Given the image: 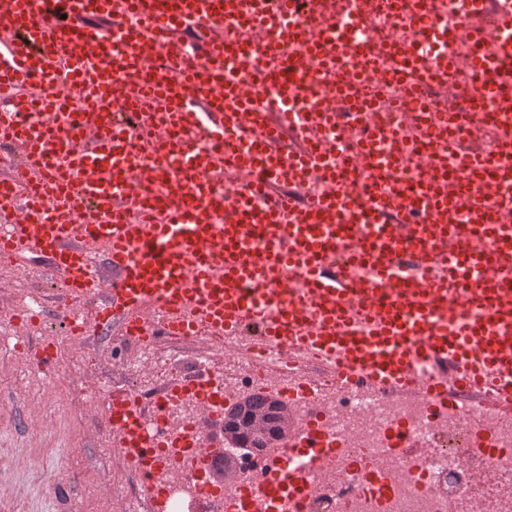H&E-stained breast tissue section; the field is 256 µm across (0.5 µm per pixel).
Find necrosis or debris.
<instances>
[{
    "mask_svg": "<svg viewBox=\"0 0 512 512\" xmlns=\"http://www.w3.org/2000/svg\"><path fill=\"white\" fill-rule=\"evenodd\" d=\"M341 16L362 11L371 27L396 30L411 43L426 36L423 26L396 17L392 0H325ZM184 338L156 335L151 346L140 348V360L115 369L113 383L105 372L87 371L80 384L65 394L47 388L48 398H61L62 414L74 421L92 422L95 429L110 426L105 403L107 394L133 391L146 418H153L158 406H165V394L182 374L177 361ZM214 378L226 398L234 399L254 390L260 381L264 354L230 358L222 345L210 353ZM299 422L319 419L324 428L349 439L353 457L325 460L313 475L316 493L303 512H346L352 505L374 495L370 475L392 479L380 512H512V416L486 414L488 441L497 448L494 456L476 451L472 439L478 403L461 405L453 412L437 414L427 407L393 393L360 389L349 392L329 380L319 382L315 398L291 402ZM407 424L409 434L421 445L419 453L396 454L385 446L386 429L393 421ZM234 481L225 483L221 494L208 498L205 512H235L241 483L259 484L271 469L268 451L235 454ZM492 471L488 484L476 477Z\"/></svg>",
    "mask_w": 512,
    "mask_h": 512,
    "instance_id": "obj_1",
    "label": "necrosis or debris"
}]
</instances>
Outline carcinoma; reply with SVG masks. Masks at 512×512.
Wrapping results in <instances>:
<instances>
[{"label": "carcinoma", "mask_w": 512, "mask_h": 512, "mask_svg": "<svg viewBox=\"0 0 512 512\" xmlns=\"http://www.w3.org/2000/svg\"><path fill=\"white\" fill-rule=\"evenodd\" d=\"M288 404L262 394H249L224 415V435L248 448H270L281 438Z\"/></svg>", "instance_id": "1"}]
</instances>
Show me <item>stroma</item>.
Instances as JSON below:
<instances>
[{"label": "stroma", "instance_id": "obj_1", "mask_svg": "<svg viewBox=\"0 0 512 512\" xmlns=\"http://www.w3.org/2000/svg\"><path fill=\"white\" fill-rule=\"evenodd\" d=\"M35 285L46 294L40 324L59 338L58 360L41 372L46 383L65 390L75 370L108 368L111 359L124 355L125 346L115 330L109 331L99 352L70 340L56 301L58 285L45 262L0 263V512H78L81 496L90 489L86 476L109 477L116 483L124 477L99 448L91 424L54 423V409L41 390L16 371L20 323L13 303Z\"/></svg>", "mask_w": 512, "mask_h": 512}]
</instances>
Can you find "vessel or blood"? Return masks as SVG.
<instances>
[{"label":"vessel or blood","instance_id":"obj_1","mask_svg":"<svg viewBox=\"0 0 512 512\" xmlns=\"http://www.w3.org/2000/svg\"><path fill=\"white\" fill-rule=\"evenodd\" d=\"M401 0L429 33L424 48H357L343 21L300 0H10L0 23V254L46 259L60 303L92 302L99 331L282 350L299 371L286 400L315 395L314 374L348 388H389L435 411L487 387L512 415V0H445L442 17ZM262 30L243 43L245 25ZM261 62L280 90L259 96ZM467 69L474 92L448 74ZM399 70L410 89L445 83L454 112L418 102L429 149L357 110L343 92ZM493 109L500 149L464 152L457 130ZM318 114L335 139L293 148ZM361 144L349 146L345 131ZM399 142L379 157L373 147ZM411 169L392 179L393 170ZM235 177L233 197L215 188ZM321 174L326 188L306 185ZM456 181V194L444 187ZM107 267L97 270L98 256ZM209 371L183 376L170 398L207 397ZM112 440L152 472L150 451L181 449L207 474L218 455L196 430L147 433L129 393L107 399ZM344 439L318 423L276 442L270 484L248 512H296L309 478Z\"/></svg>","mask_w":512,"mask_h":512}]
</instances>
